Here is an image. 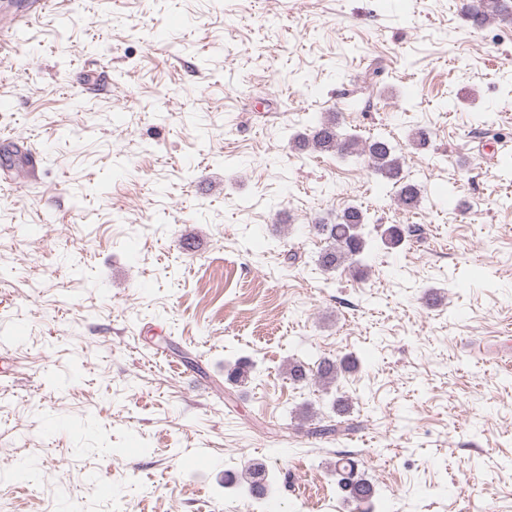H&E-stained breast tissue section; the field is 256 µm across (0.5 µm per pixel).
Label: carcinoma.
<instances>
[{"label": "carcinoma", "mask_w": 512, "mask_h": 512, "mask_svg": "<svg viewBox=\"0 0 512 512\" xmlns=\"http://www.w3.org/2000/svg\"><path fill=\"white\" fill-rule=\"evenodd\" d=\"M461 12L471 28L478 30L493 21L512 25V0H461ZM301 146L308 144L320 152H332L340 157L365 156L374 175L388 182L400 185L397 200L401 208L411 212L421 204V190L414 184L401 182L402 161L396 147L385 137L360 142L355 135L341 132L338 115L328 112L319 117L309 128V133L299 140ZM368 217L362 207L351 204L343 209L332 224L317 222L312 230L323 237L325 246L319 254V265L327 272L349 269L363 272V256L374 246L372 239L365 235L364 226ZM422 228L410 224H389L377 232L380 242L388 249H396L420 236ZM353 368L347 358L333 360L323 357L313 365L296 363L289 370L290 379L295 384L316 380L325 384L336 382L340 376ZM357 464L350 455L343 454L336 462V483L343 493L360 502L373 498L374 488L367 480L356 473ZM245 490L259 498L269 490V474L262 462H254L247 468Z\"/></svg>", "instance_id": "carcinoma-1"}]
</instances>
